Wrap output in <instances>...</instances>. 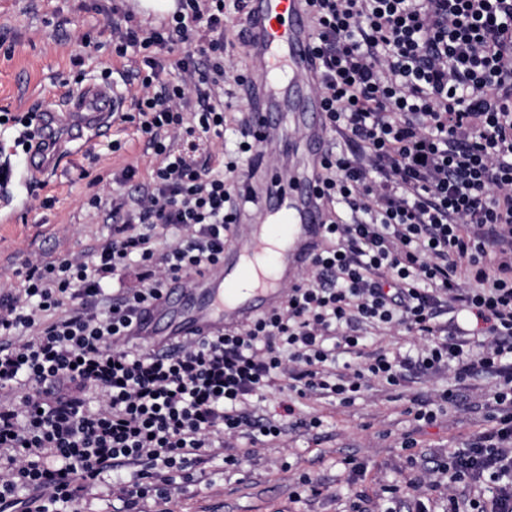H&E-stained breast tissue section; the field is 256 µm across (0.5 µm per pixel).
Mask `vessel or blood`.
I'll list each match as a JSON object with an SVG mask.
<instances>
[{
    "instance_id": "b4317fda",
    "label": "vessel or blood",
    "mask_w": 512,
    "mask_h": 512,
    "mask_svg": "<svg viewBox=\"0 0 512 512\" xmlns=\"http://www.w3.org/2000/svg\"><path fill=\"white\" fill-rule=\"evenodd\" d=\"M243 43L252 59L248 103L250 131L263 147L287 155L291 140L283 126L288 112H311L316 119L303 132L306 160L302 170L276 169L257 187L255 233L241 242L239 255L225 257L215 268L172 282L158 301L139 317L137 335L159 348L172 340L213 336L249 324L277 308L286 287L311 260L325 232V211L318 195L324 157V107L316 91L318 76L310 21L303 0H246ZM311 94L295 100L293 87ZM123 100L100 85L69 94L67 120L88 133H99ZM57 116L45 115L43 150L32 151L31 175L54 168Z\"/></svg>"
}]
</instances>
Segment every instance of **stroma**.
Masks as SVG:
<instances>
[{
    "mask_svg": "<svg viewBox=\"0 0 512 512\" xmlns=\"http://www.w3.org/2000/svg\"><path fill=\"white\" fill-rule=\"evenodd\" d=\"M130 14L143 28H157L168 12L143 9L136 0H0V107L12 113L36 108L51 88L79 89L85 83L108 82L122 94L125 111H132L138 86L133 70L137 57L121 58L112 52L107 18L113 8ZM224 59L229 76L224 85L228 119L248 109L245 87L234 83L250 60L241 45L246 12L235 0H226ZM120 151H113V141ZM59 166L53 174L20 184L13 202L0 196V290L13 288V272L31 253L47 258L80 252L104 241L111 233L109 217L126 192L119 177L135 167L137 181H145L154 158L134 124L112 121L97 136L62 138ZM99 196V207L88 204ZM448 385L447 372L413 376L402 397L375 386L353 405L327 400L310 401L302 415H317L320 429L306 432L289 428L273 445L234 443L236 465L223 462L217 450L207 474L196 484L177 485L168 503L145 502V512H347L349 492L374 498L380 487L404 481L412 471L431 467L449 449L463 447L485 426L482 403L488 388L478 378L459 387L457 406L447 409L430 426L417 427L405 412L410 398L428 399ZM415 433L419 442L408 465L399 440ZM360 463L362 472L350 477L346 460ZM308 474L324 488L322 496L297 502L295 482Z\"/></svg>",
    "mask_w": 512,
    "mask_h": 512,
    "instance_id": "35a3bbf8",
    "label": "stroma"
}]
</instances>
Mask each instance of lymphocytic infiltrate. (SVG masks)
<instances>
[{
    "mask_svg": "<svg viewBox=\"0 0 512 512\" xmlns=\"http://www.w3.org/2000/svg\"><path fill=\"white\" fill-rule=\"evenodd\" d=\"M328 143L323 243L275 311L156 352L138 313L169 280L214 267L256 205L263 154L247 118L224 156V0H178L166 23L110 22L118 56H141L135 125L155 163L121 178L103 243L28 258L0 293V512H83L111 481L116 512L167 501L215 449L280 439L303 401L348 406L375 384L447 371L406 412L432 424L457 386L491 379L487 428L447 459L384 487L382 512L448 480V512H512V0H305ZM180 78L160 83L162 54ZM139 287L110 291L128 267ZM401 330L409 350L368 349ZM25 394L14 397L16 389ZM281 393L276 416L258 402Z\"/></svg>",
    "mask_w": 512,
    "mask_h": 512,
    "instance_id": "lymphocytic-infiltrate-1",
    "label": "lymphocytic infiltrate"
}]
</instances>
